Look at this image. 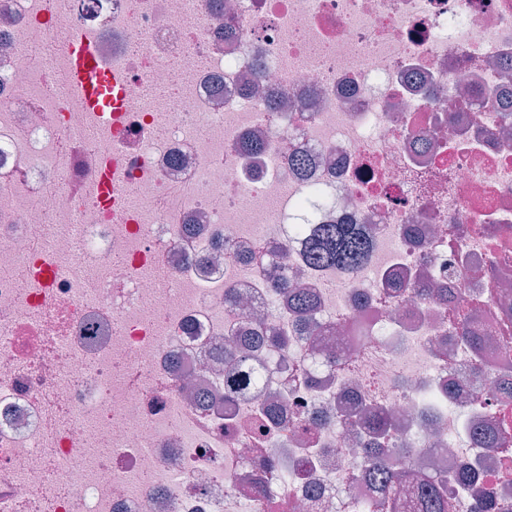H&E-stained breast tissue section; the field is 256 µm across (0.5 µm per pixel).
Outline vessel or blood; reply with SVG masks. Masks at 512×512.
Wrapping results in <instances>:
<instances>
[{"instance_id": "b4317fda", "label": "vessel or blood", "mask_w": 512, "mask_h": 512, "mask_svg": "<svg viewBox=\"0 0 512 512\" xmlns=\"http://www.w3.org/2000/svg\"><path fill=\"white\" fill-rule=\"evenodd\" d=\"M65 63L69 72L68 99L97 118L110 115L113 105L120 100L121 87L111 71L100 63L94 44L84 37L74 38Z\"/></svg>"}]
</instances>
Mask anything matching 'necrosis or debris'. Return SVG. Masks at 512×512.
I'll use <instances>...</instances> for the list:
<instances>
[{"label":"necrosis or debris","instance_id":"necrosis-or-debris-1","mask_svg":"<svg viewBox=\"0 0 512 512\" xmlns=\"http://www.w3.org/2000/svg\"><path fill=\"white\" fill-rule=\"evenodd\" d=\"M81 34L124 84L96 129L65 96ZM508 91L512 0H0V512H409L435 469L453 512L512 507ZM346 218L369 262L308 266L302 226ZM273 245L309 332L255 260ZM254 310L288 357L253 353L228 402ZM376 410L394 507L355 480ZM232 339L237 347V361L240 373L231 383L230 388H228V394L224 395L225 401L229 399V396L233 395L232 390L235 392L251 389L253 380V370L250 368L252 361L248 353L250 344L243 342L238 336H233Z\"/></svg>","mask_w":512,"mask_h":512}]
</instances>
